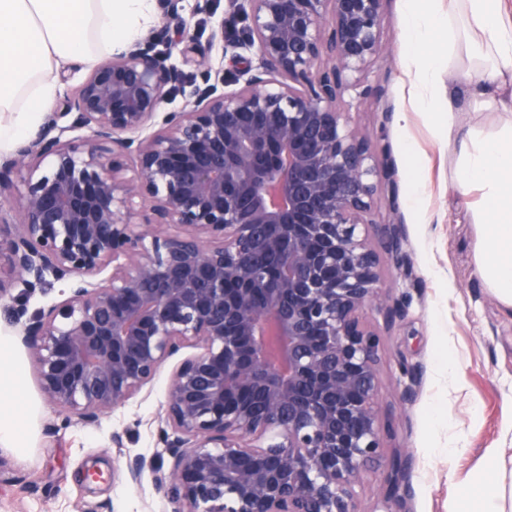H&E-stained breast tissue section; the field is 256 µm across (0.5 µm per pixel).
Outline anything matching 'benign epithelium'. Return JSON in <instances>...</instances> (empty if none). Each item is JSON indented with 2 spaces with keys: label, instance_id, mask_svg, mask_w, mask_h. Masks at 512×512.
Wrapping results in <instances>:
<instances>
[{
  "label": "benign epithelium",
  "instance_id": "obj_1",
  "mask_svg": "<svg viewBox=\"0 0 512 512\" xmlns=\"http://www.w3.org/2000/svg\"><path fill=\"white\" fill-rule=\"evenodd\" d=\"M180 2L164 0L155 35L93 68L0 160V198L21 215L0 205V300L68 282L13 320L67 423L97 425L195 349L166 394L167 464L121 467L129 484L150 473L178 512H361L356 487L381 461L389 504L407 459L385 458L383 341L364 311L404 315L370 229L384 226L398 265L405 238L395 167L343 108L349 95L392 112L369 80L387 0H231L258 64L229 69L238 88L220 94L186 90L155 51L197 49ZM177 91L187 110L161 113Z\"/></svg>",
  "mask_w": 512,
  "mask_h": 512
}]
</instances>
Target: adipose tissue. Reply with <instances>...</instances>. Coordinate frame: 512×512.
Here are the masks:
<instances>
[{"label":"adipose tissue","instance_id":"1","mask_svg":"<svg viewBox=\"0 0 512 512\" xmlns=\"http://www.w3.org/2000/svg\"><path fill=\"white\" fill-rule=\"evenodd\" d=\"M405 37L425 59L413 77L415 100L427 112L446 100L449 112L459 102L495 108L502 118L497 134L483 137L475 128L441 125L457 145L461 187L475 190L472 209L477 229L474 273L505 308H512V0H409ZM154 0H0V148L10 147L29 130L40 128L52 112L60 87V65L88 68L125 50L143 37L153 19ZM444 27L449 57L465 53L480 80L459 87L449 73L440 87V55L431 47ZM21 368L9 337L0 336V447L26 457L29 411L18 398ZM468 512H512V457L487 449L478 495Z\"/></svg>","mask_w":512,"mask_h":512}]
</instances>
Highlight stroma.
Instances as JSON below:
<instances>
[{"label":"stroma","mask_w":512,"mask_h":512,"mask_svg":"<svg viewBox=\"0 0 512 512\" xmlns=\"http://www.w3.org/2000/svg\"><path fill=\"white\" fill-rule=\"evenodd\" d=\"M183 15L197 33L206 65L194 54L172 51L166 65L190 81L221 84L234 53L210 39L213 26L230 10L228 0H181ZM404 0H388L383 19L387 57L375 74L386 86L394 112L374 123V104L354 102L351 121L372 139L387 144L397 169L398 214L406 234L411 275L395 267L382 228L371 231L384 287L403 299L404 318L387 323L383 311L367 309L366 320L384 340L379 353L380 427L384 444L412 456L409 495L400 512H448L451 501L477 493L473 477L487 448H512V310L505 309L474 275L476 228L472 196L456 185L454 155L438 138L439 113L421 112L404 59ZM453 355L446 373L442 350ZM24 369V392L32 412L25 460L0 456V512H174L151 476L126 484L112 475L119 453L162 458L159 418L165 410L170 370L126 405L103 415L96 426L63 422L40 394L23 347L15 349ZM54 435H46L48 425ZM126 432L124 450L112 446L113 432ZM460 456H453V449ZM103 477L85 481L87 470Z\"/></svg>","instance_id":"obj_1"}]
</instances>
